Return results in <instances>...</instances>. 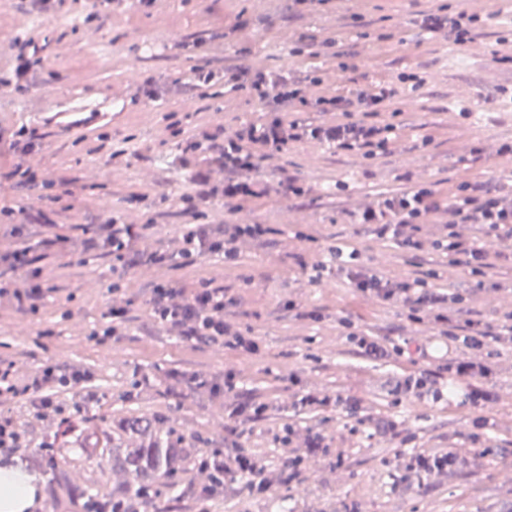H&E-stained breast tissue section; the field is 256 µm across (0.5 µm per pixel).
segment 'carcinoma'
<instances>
[{"mask_svg": "<svg viewBox=\"0 0 512 512\" xmlns=\"http://www.w3.org/2000/svg\"><path fill=\"white\" fill-rule=\"evenodd\" d=\"M172 431L158 433L147 418H124L112 427V447H80L83 455L112 470V491L97 486L81 490L87 512H137L145 509L161 489L177 485L179 473L191 458ZM36 455L53 482L65 479L66 471L56 449L40 448Z\"/></svg>", "mask_w": 512, "mask_h": 512, "instance_id": "1", "label": "carcinoma"}]
</instances>
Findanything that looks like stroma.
<instances>
[{"label": "stroma", "mask_w": 512, "mask_h": 512, "mask_svg": "<svg viewBox=\"0 0 512 512\" xmlns=\"http://www.w3.org/2000/svg\"><path fill=\"white\" fill-rule=\"evenodd\" d=\"M441 7L485 10L483 0H152L114 10L98 26L69 14L45 17L25 0H0V69L9 70V45L18 37L48 43L53 53L48 71L26 90L0 89V129L30 126L36 158L54 182L17 196L0 184V206L25 211L33 223L48 216L76 241L81 226L108 211L128 224L150 223L151 242L170 245L190 221L180 200L190 189L189 170L177 159L173 126L190 134L263 115L249 91L220 81L152 101L143 91L146 78L161 85L185 81L204 64L299 77L314 72L322 79L314 88L320 95H345L403 73L424 79L418 88L403 87L380 111V119L399 127L391 154L367 158L294 143L264 161L262 170L276 180L299 178L310 187L306 197L273 193L241 213L219 205L207 212V224L246 218L269 225L266 241L238 242L236 261L207 256L190 267L129 271L122 282L132 300L125 331L106 344L95 334L109 322L111 256L63 257L35 243L32 255L55 292L36 315L0 306V358L15 362L23 380L48 360L78 366L89 378L59 390V417L39 418L29 400L0 406L30 440L15 459L36 468V446L64 416H80L81 438L102 445L117 420L143 417L162 419L164 428L182 435L183 447L227 457L243 449L275 474L291 453L282 439L293 427L321 433L324 448L304 461L292 482L251 494L229 475L223 489L207 497L202 474L189 464L147 512H512V345H489L484 386L493 401L485 409L459 399L396 401L389 389L397 378L425 369L437 383L447 382L437 327L359 293L329 268L332 248L348 240L374 272L450 288L461 298V335L470 320L497 334L500 312L512 308V261L498 260L479 277L466 264L449 265L435 248L447 214L421 224L425 246L416 252L359 233L356 224L360 212L386 197L426 186L445 198L462 182L490 184L512 175V159L495 154L500 141L512 138V102L503 96L512 89V46L499 41L512 0H500V24L477 31L481 59L446 32L430 36L412 25L415 13ZM327 39L346 52L347 70H339L334 49L323 48ZM76 95L111 103V119L63 124L53 105ZM478 145L483 155H473ZM116 151L120 161L105 165ZM64 184L82 187L80 200L60 197ZM135 192L148 194L146 206L127 204ZM202 278L235 298L226 317L258 341L259 354L184 340L155 322L147 305L154 284L192 289ZM354 332L403 351L367 357L351 340ZM421 346L427 357H419ZM229 371L240 400L267 404L261 419L230 416V399L210 390ZM308 392L359 399L363 414L351 417L333 404L300 407ZM371 416L394 420L399 438L375 434ZM451 448L458 460L445 474L407 468L415 453ZM59 453L68 461L71 485L111 488L110 470L81 458L71 437L61 438Z\"/></svg>", "instance_id": "obj_1"}]
</instances>
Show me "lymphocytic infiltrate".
<instances>
[{
	"label": "lymphocytic infiltrate",
	"mask_w": 512,
	"mask_h": 512,
	"mask_svg": "<svg viewBox=\"0 0 512 512\" xmlns=\"http://www.w3.org/2000/svg\"><path fill=\"white\" fill-rule=\"evenodd\" d=\"M416 23L429 34L447 31L455 44L464 45L473 41L474 31L482 25L483 19L464 12L444 15L421 12ZM12 51V72L10 76H0V87L21 91L26 88L31 72L47 68L49 57L40 53L31 39L15 42ZM226 82L232 90L253 91L269 111L261 121L230 131L219 124L213 130L186 136L179 142L178 157L191 168L192 190L182 197L190 214H197L220 201L238 210L245 203L268 196L273 191L293 197L304 195L306 189L298 182H281L273 187L259 173L262 160L283 151L293 142L313 141L366 157L391 152L395 124L367 122L363 116L391 103L399 93L397 84H380L373 90H361L351 97L312 98L307 95L306 87L320 84L321 79L317 76L304 83L279 73L259 72L251 76L242 70L229 74ZM291 104L324 113L325 119L306 123L287 118L280 108ZM10 148L16 158L7 174L13 188L22 191L48 185V178L40 175L37 168L27 161L34 144L26 127L11 131ZM443 211L449 214L450 220L445 235L437 240L436 245L446 253L449 263H457L459 257H466L476 274L482 273L489 265V251L477 240L463 237L457 230L458 225L481 224L498 240L512 241V196L502 195L488 184H463L444 203L436 199L431 189L421 187L400 197L383 199L376 206L367 208L360 216V224L377 238L390 241L404 250L418 251L423 244L414 234L417 224ZM268 231L264 224H228L218 234L211 225L190 223L180 232L175 248L159 250L148 244L146 225L127 224L108 214L100 224L91 227L85 244L87 251L110 255L114 261L113 273L122 275L138 266L173 264L186 267L204 255H219L229 263L238 257L235 246L238 239H259ZM31 251V246L21 244L11 251L0 252V263L7 267L6 272H0V301H9L17 310L34 315L39 313L52 288L43 268L34 266ZM333 254L339 269L346 272L350 283L362 294L400 304L414 313L433 309L452 299L451 294L426 287L421 279L392 281L368 273L358 263V251L352 246L335 248ZM234 303V298L226 296L223 289L211 287L204 280L190 291L171 283L155 284L148 305L152 317L178 335L259 353L260 346L256 340L244 336L225 320V309ZM469 329L466 336L456 335L448 329L442 331V342L454 344L463 355L447 363L452 382L446 388L432 389L433 400L451 401L461 394L474 405L487 404V392L471 384L472 379L485 376L487 369L470 361L467 354L486 350L488 334L475 322L470 323ZM86 378V373L81 370L70 368L62 371L57 365L46 363L21 382L16 378L13 362L0 359V405L29 396L33 398L39 416L46 417L58 409L54 387L77 385ZM459 379L469 383L465 392L456 390L455 382ZM284 442L301 448L302 454L288 458L279 474L268 473L255 455L243 450L226 460L215 459L214 467L226 474L245 477L249 492H265L274 480L289 483L296 479L301 458L317 455L322 448L323 437L309 429L291 428Z\"/></svg>",
	"instance_id": "f902f5d3"
}]
</instances>
